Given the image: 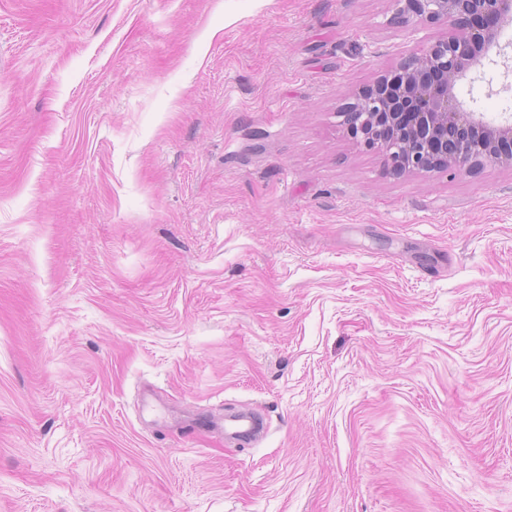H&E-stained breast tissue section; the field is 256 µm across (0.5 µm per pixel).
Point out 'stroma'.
<instances>
[{"label": "stroma", "instance_id": "35a3bbf8", "mask_svg": "<svg viewBox=\"0 0 512 512\" xmlns=\"http://www.w3.org/2000/svg\"><path fill=\"white\" fill-rule=\"evenodd\" d=\"M439 34L0 0V512H512V167L394 175L339 116Z\"/></svg>", "mask_w": 512, "mask_h": 512}]
</instances>
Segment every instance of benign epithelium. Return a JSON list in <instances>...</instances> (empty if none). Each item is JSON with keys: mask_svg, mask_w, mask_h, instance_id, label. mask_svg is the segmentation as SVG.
Masks as SVG:
<instances>
[{"mask_svg": "<svg viewBox=\"0 0 512 512\" xmlns=\"http://www.w3.org/2000/svg\"><path fill=\"white\" fill-rule=\"evenodd\" d=\"M392 2L405 26L430 24L443 33L354 95L342 112L348 136L378 150L398 174L512 164V115L490 119L477 98L456 91L500 47L512 0Z\"/></svg>", "mask_w": 512, "mask_h": 512, "instance_id": "1", "label": "benign epithelium"}]
</instances>
